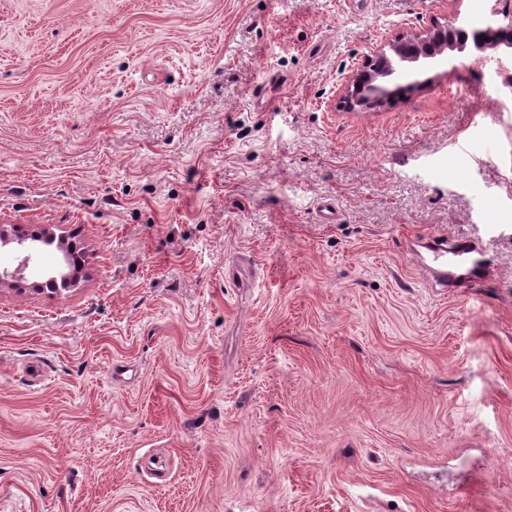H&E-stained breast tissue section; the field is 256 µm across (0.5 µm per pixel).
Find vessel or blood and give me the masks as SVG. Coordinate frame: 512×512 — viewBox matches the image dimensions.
I'll use <instances>...</instances> for the list:
<instances>
[{
	"mask_svg": "<svg viewBox=\"0 0 512 512\" xmlns=\"http://www.w3.org/2000/svg\"><path fill=\"white\" fill-rule=\"evenodd\" d=\"M427 255L420 265L429 282L445 289L470 288L492 276L483 260L482 246L472 240L432 237L426 241Z\"/></svg>",
	"mask_w": 512,
	"mask_h": 512,
	"instance_id": "b4317fda",
	"label": "vessel or blood"
}]
</instances>
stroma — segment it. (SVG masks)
<instances>
[{
	"label": "stroma",
	"instance_id": "obj_1",
	"mask_svg": "<svg viewBox=\"0 0 512 512\" xmlns=\"http://www.w3.org/2000/svg\"><path fill=\"white\" fill-rule=\"evenodd\" d=\"M496 0H0V512H512V101L457 55L339 88ZM495 274L431 287L409 241ZM486 31L495 34L496 39L490 42L475 35L469 41L468 32L456 27L454 20L442 23L432 17L422 30L395 36L387 46L373 50L366 62V69L357 72L343 87L340 97L344 107L359 112L362 107L382 106L395 96L405 81L430 83L433 77L423 81H418V77L445 62L447 64L453 57L449 52H467L475 60H481L488 49L499 51L503 46L505 50L510 49L512 58V15L507 27H489Z\"/></svg>",
	"mask_w": 512,
	"mask_h": 512
}]
</instances>
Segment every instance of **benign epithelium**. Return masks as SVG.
<instances>
[{
  "label": "benign epithelium",
  "instance_id": "1",
  "mask_svg": "<svg viewBox=\"0 0 512 512\" xmlns=\"http://www.w3.org/2000/svg\"><path fill=\"white\" fill-rule=\"evenodd\" d=\"M487 32L495 34L496 39L489 42L476 35L470 41L468 32L456 27L454 21L442 23L433 18L417 32L394 37L387 46L372 51L366 69L343 87L344 107L359 112L364 107L384 105L404 82H418L422 74L449 62L454 51L481 60L490 48L512 50V22L505 28H489Z\"/></svg>",
  "mask_w": 512,
  "mask_h": 512
}]
</instances>
